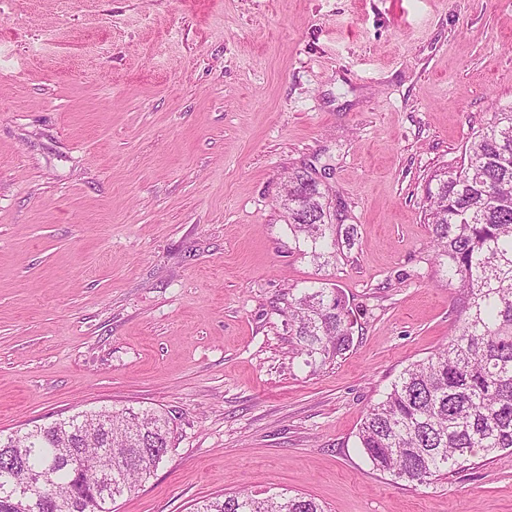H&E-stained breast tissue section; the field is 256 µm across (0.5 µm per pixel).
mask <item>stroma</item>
<instances>
[{
  "label": "stroma",
  "mask_w": 512,
  "mask_h": 512,
  "mask_svg": "<svg viewBox=\"0 0 512 512\" xmlns=\"http://www.w3.org/2000/svg\"><path fill=\"white\" fill-rule=\"evenodd\" d=\"M510 106L512 0H0V433L166 412L115 512H512V452L418 485L357 438L455 333L426 186ZM295 170L357 230L323 268L278 202ZM320 282L353 343L312 366L288 304ZM196 512H325L315 498L288 492L255 498L242 492L217 495L202 501Z\"/></svg>",
  "instance_id": "35a3bbf8"
}]
</instances>
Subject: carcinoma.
<instances>
[{"label": "carcinoma", "instance_id": "carcinoma-1", "mask_svg": "<svg viewBox=\"0 0 512 512\" xmlns=\"http://www.w3.org/2000/svg\"><path fill=\"white\" fill-rule=\"evenodd\" d=\"M426 189L427 224L439 270L456 290L461 322L448 347L408 364L369 408L359 447L374 469L426 484L471 458L512 450V106L465 144L458 165ZM281 202L295 250L329 262L356 229L337 223L319 184L295 170ZM310 363L350 350L352 321L335 287L312 286L289 303ZM96 441L85 442V428ZM171 426L158 410L85 411L0 436V512H114L170 452ZM45 471L24 500L11 494L16 463ZM196 512H325L314 498L242 492L202 501Z\"/></svg>", "mask_w": 512, "mask_h": 512}]
</instances>
